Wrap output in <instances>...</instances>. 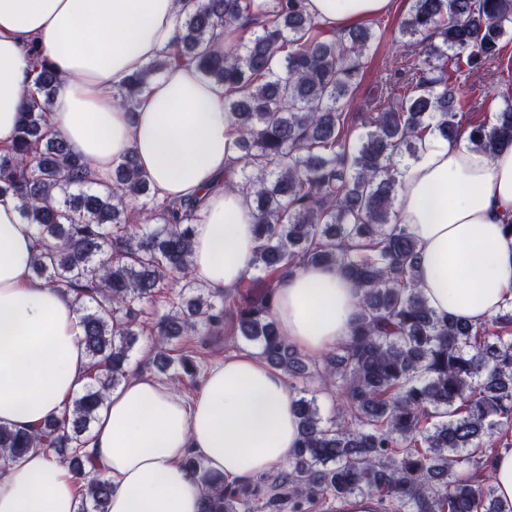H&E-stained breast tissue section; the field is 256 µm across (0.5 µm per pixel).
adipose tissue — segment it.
Here are the masks:
<instances>
[{"label":"adipose tissue","instance_id":"ef3b65f1","mask_svg":"<svg viewBox=\"0 0 512 512\" xmlns=\"http://www.w3.org/2000/svg\"><path fill=\"white\" fill-rule=\"evenodd\" d=\"M392 0H308L335 29L383 13ZM178 0H0V146L10 144L32 87L26 50L42 45L61 86L52 131L90 166L92 186L112 183L113 163L135 152L159 197H184L232 173L236 128L224 90L194 66L175 65L134 112L114 94L177 36ZM419 249L416 282L436 311L478 324L512 298V148L492 155L467 137L431 135L403 176L396 202ZM257 245L250 202L212 193L195 227L192 274L216 292L251 271ZM35 231L19 202L0 196V424L28 430L60 415L87 381L72 292L32 273ZM361 292L335 269L310 266L281 279L274 317L298 349L320 355L348 337ZM295 394L257 354L210 367L192 401L137 372L108 396L90 433L87 474L112 481L109 512H201L184 460L195 455L229 483L285 467L298 438ZM79 479L42 449L0 474V512H77Z\"/></svg>","mask_w":512,"mask_h":512}]
</instances>
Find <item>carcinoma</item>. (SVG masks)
Listing matches in <instances>:
<instances>
[{
	"label": "carcinoma",
	"mask_w": 512,
	"mask_h": 512,
	"mask_svg": "<svg viewBox=\"0 0 512 512\" xmlns=\"http://www.w3.org/2000/svg\"><path fill=\"white\" fill-rule=\"evenodd\" d=\"M418 64L385 82L363 130H347L369 26L327 30L306 0H186L174 46L124 79L116 104L135 111L152 77L176 62L224 88L238 127L239 181L257 233L244 288L218 295L192 277L202 199L159 200L137 158L116 164L112 187H92L88 164L48 137L60 80L37 44L28 48L29 95L12 144L0 148V194L34 225L32 271L75 293L89 359L83 390L61 415L29 431L0 424V470L33 448L54 452L84 480L77 512H109L112 482L85 478L81 449L108 395L127 378L144 333L143 305L165 297L149 335L158 373L200 376L198 349L221 326L258 346L299 386V440L288 466L229 485L194 455L201 512H306L332 498L373 497L377 512H512L495 493L486 440L512 428V301L487 323L434 311L415 282L419 252L396 220L403 172L429 135L455 139L465 116L455 84L500 57L512 33V0H412L401 24ZM469 142L512 148V87ZM310 265L336 268L361 289L348 339L311 359L273 317L278 283ZM320 379L343 408L320 414L308 384Z\"/></svg>",
	"instance_id": "carcinoma-1"
}]
</instances>
